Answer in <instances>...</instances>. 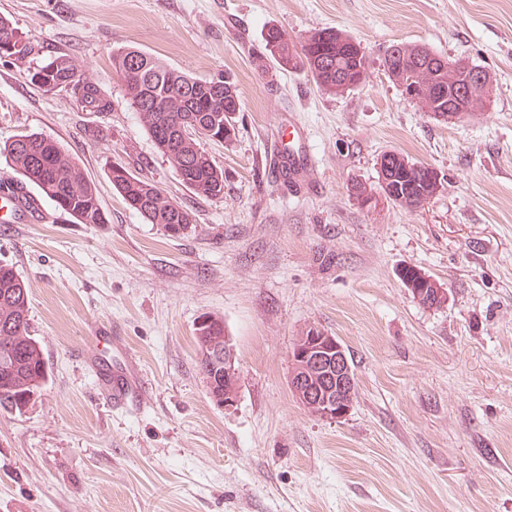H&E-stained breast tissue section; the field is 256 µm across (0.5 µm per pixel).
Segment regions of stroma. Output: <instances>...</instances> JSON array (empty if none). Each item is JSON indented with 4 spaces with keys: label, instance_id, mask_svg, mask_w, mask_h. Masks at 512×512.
<instances>
[{
    "label": "stroma",
    "instance_id": "35a3bbf8",
    "mask_svg": "<svg viewBox=\"0 0 512 512\" xmlns=\"http://www.w3.org/2000/svg\"><path fill=\"white\" fill-rule=\"evenodd\" d=\"M34 52L0 59V143L55 139L97 186L107 224H48L0 209V263L29 295L47 381L23 414L0 411V512H512V0H0ZM294 42L323 28L360 41L366 81L333 95L268 60V27ZM487 70L495 91L455 122L404 99L379 64L393 42ZM125 47L195 77L221 72L241 100L236 135L206 148L224 196L183 186L112 69ZM69 56L112 98L88 112L27 70ZM303 131L311 163L269 168ZM399 152L443 188L415 210L378 186ZM125 163L191 213L172 238L113 191ZM448 292L413 298L402 267ZM223 318L240 368L235 407L215 405L195 327ZM317 326L343 344L357 391L331 421L293 399L290 351ZM119 331L142 369L136 406L116 407L91 359Z\"/></svg>",
    "mask_w": 512,
    "mask_h": 512
}]
</instances>
